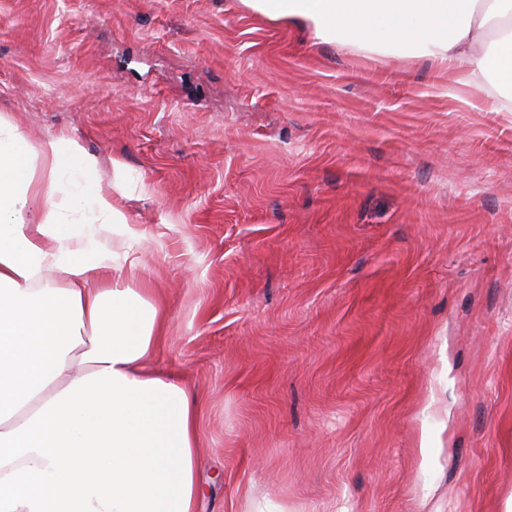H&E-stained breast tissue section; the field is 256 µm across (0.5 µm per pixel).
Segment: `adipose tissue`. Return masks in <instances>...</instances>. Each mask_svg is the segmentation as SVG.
I'll list each match as a JSON object with an SVG mask.
<instances>
[{"label":"adipose tissue","mask_w":512,"mask_h":512,"mask_svg":"<svg viewBox=\"0 0 512 512\" xmlns=\"http://www.w3.org/2000/svg\"><path fill=\"white\" fill-rule=\"evenodd\" d=\"M241 2L320 43L512 90V0ZM147 245L76 139L34 144L0 114V512H197V405L152 368L163 305L133 285Z\"/></svg>","instance_id":"obj_1"}]
</instances>
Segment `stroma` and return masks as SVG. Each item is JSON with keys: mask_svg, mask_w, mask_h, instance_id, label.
Masks as SVG:
<instances>
[{"mask_svg": "<svg viewBox=\"0 0 512 512\" xmlns=\"http://www.w3.org/2000/svg\"><path fill=\"white\" fill-rule=\"evenodd\" d=\"M149 246L200 512H506L512 112L240 0H0V114Z\"/></svg>", "mask_w": 512, "mask_h": 512, "instance_id": "obj_1", "label": "stroma"}]
</instances>
